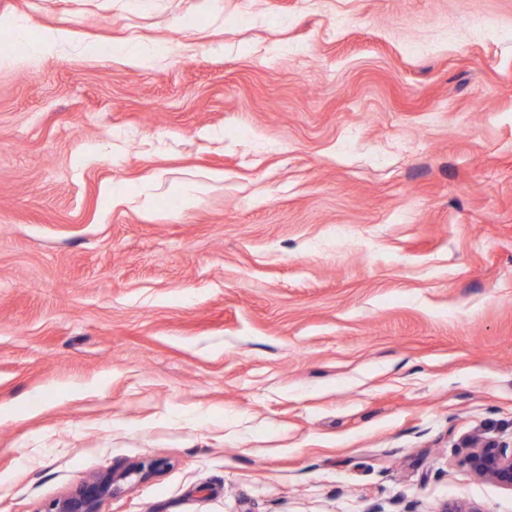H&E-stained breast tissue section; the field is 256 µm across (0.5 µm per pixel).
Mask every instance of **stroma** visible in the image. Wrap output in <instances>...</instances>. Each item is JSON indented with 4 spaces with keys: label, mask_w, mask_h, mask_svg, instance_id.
Returning a JSON list of instances; mask_svg holds the SVG:
<instances>
[{
    "label": "stroma",
    "mask_w": 512,
    "mask_h": 512,
    "mask_svg": "<svg viewBox=\"0 0 512 512\" xmlns=\"http://www.w3.org/2000/svg\"><path fill=\"white\" fill-rule=\"evenodd\" d=\"M10 14L72 40L0 68V512H512V0ZM163 50L160 47H146L139 45H121L118 48L103 46L96 48L95 51L102 57L114 58L121 56L124 60L130 61L141 67L153 66L161 58ZM467 447L472 450L466 463L477 478L512 491V445L492 437L474 435L468 439ZM156 462L117 472L107 469L71 486L53 499L44 512H103V505L146 479Z\"/></svg>",
    "instance_id": "35a3bbf8"
}]
</instances>
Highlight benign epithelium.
Masks as SVG:
<instances>
[{
	"instance_id": "obj_1",
	"label": "benign epithelium",
	"mask_w": 512,
	"mask_h": 512,
	"mask_svg": "<svg viewBox=\"0 0 512 512\" xmlns=\"http://www.w3.org/2000/svg\"><path fill=\"white\" fill-rule=\"evenodd\" d=\"M470 470L482 480L512 491V447L483 435L467 441ZM156 463L140 464L117 472L107 469L68 488L53 499L44 512H103V505L146 479Z\"/></svg>"
}]
</instances>
